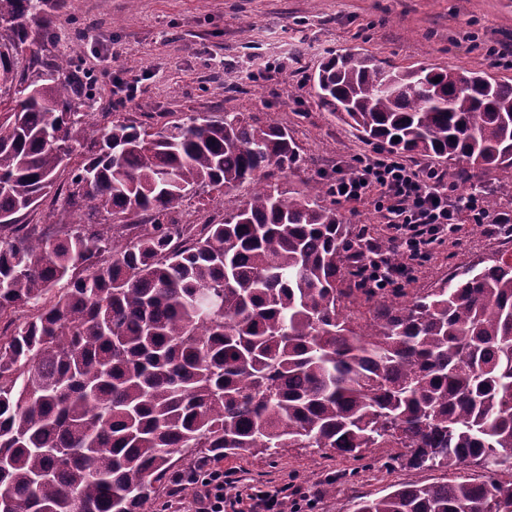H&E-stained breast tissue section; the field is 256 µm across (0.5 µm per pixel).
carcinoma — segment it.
Instances as JSON below:
<instances>
[{
  "label": "carcinoma",
  "instance_id": "cac0c4a2",
  "mask_svg": "<svg viewBox=\"0 0 512 512\" xmlns=\"http://www.w3.org/2000/svg\"><path fill=\"white\" fill-rule=\"evenodd\" d=\"M63 4L0 0V512H156L179 461L281 448L481 469L353 512H512V256L416 294L367 287L371 234L327 201L329 175L274 181L301 168L287 128L241 112L102 126L65 60L18 70ZM313 81L391 153L512 168L511 82L352 52ZM244 184L224 214L179 222ZM51 192L87 218L20 223Z\"/></svg>",
  "mask_w": 512,
  "mask_h": 512
}]
</instances>
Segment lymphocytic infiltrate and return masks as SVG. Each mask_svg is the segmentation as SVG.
Listing matches in <instances>:
<instances>
[{
  "mask_svg": "<svg viewBox=\"0 0 512 512\" xmlns=\"http://www.w3.org/2000/svg\"><path fill=\"white\" fill-rule=\"evenodd\" d=\"M332 195L339 202L373 199L389 240L404 257L397 269L367 262L368 282L374 288L413 278L433 246L460 231L462 220L512 227V211L490 214L482 193L456 195L454 185L436 170L380 152L354 160L348 169H337ZM195 497L197 512H299L310 500L298 486L242 492L225 481L220 469L198 484Z\"/></svg>",
  "mask_w": 512,
  "mask_h": 512,
  "instance_id": "lymphocytic-infiltrate-1",
  "label": "lymphocytic infiltrate"
}]
</instances>
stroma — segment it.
<instances>
[{"label": "stroma", "instance_id": "35a3bbf8", "mask_svg": "<svg viewBox=\"0 0 512 512\" xmlns=\"http://www.w3.org/2000/svg\"><path fill=\"white\" fill-rule=\"evenodd\" d=\"M51 55L96 81L76 101L95 122L151 120L242 112L287 127L301 149L304 178L374 154L347 124L319 103L311 81L332 53L364 52L401 66L483 70L512 82V0H65L53 22ZM256 81H242L246 72ZM138 81L139 97L120 101L114 81ZM485 224L463 225L432 251L411 285L426 288L479 255L503 248ZM389 449L356 461L312 448L267 457L245 451L216 460L238 485H296L308 512H352L360 497L377 498L400 483H443L477 476L390 467ZM336 480L335 496L323 492Z\"/></svg>", "mask_w": 512, "mask_h": 512}]
</instances>
